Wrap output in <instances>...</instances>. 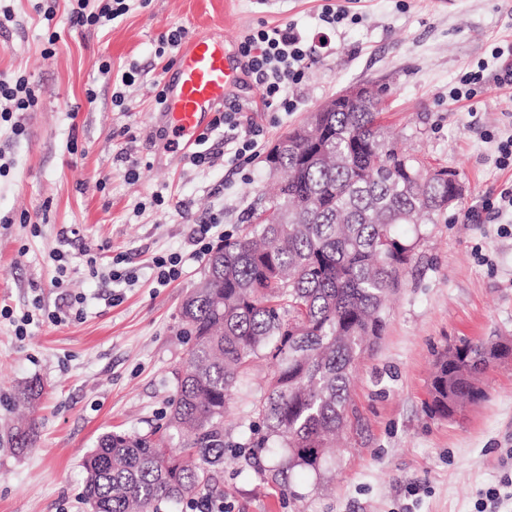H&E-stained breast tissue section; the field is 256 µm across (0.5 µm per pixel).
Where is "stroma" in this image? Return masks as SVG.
I'll return each instance as SVG.
<instances>
[{
  "mask_svg": "<svg viewBox=\"0 0 512 512\" xmlns=\"http://www.w3.org/2000/svg\"><path fill=\"white\" fill-rule=\"evenodd\" d=\"M325 0H149L112 25L81 34L70 29L58 0L45 22L31 0H10L14 20L0 30V73H25L36 89L24 113V135L0 128V307L22 314L34 298L54 309L60 292L84 299L79 318L35 320L26 336L0 319V512H90L81 500L83 460L111 430L145 432L163 425L177 393L191 341L180 307L203 280L205 259L190 258L193 224L223 215L219 229L238 233L270 180L263 160L272 145L341 90L382 84V123L401 147L433 168L456 171L458 203L436 223L405 225L416 241L400 285L386 307V326L356 362L353 413L326 470H298L295 497L271 478L277 455L247 443L264 428L254 404L274 369L254 359L224 414V468L218 478L226 512H477L487 488H499L486 512H512V361L490 365L481 399L445 418L430 413L437 352L460 340L512 341V212L484 210L512 185V166H498L497 145L512 135V86L499 85L494 47L512 42V0H339L357 23L329 27ZM293 24L313 47L300 84L288 95L292 112H261L265 136L246 163L224 161L201 171L177 153L155 108L153 79L164 61L158 38L173 27L220 32L229 49L245 30ZM60 35L54 56L41 54L48 31ZM113 73L138 64L123 107L98 64ZM487 62L485 82L469 99L450 92L462 74ZM98 97L87 103L86 89ZM77 142L70 153L68 142ZM140 161L136 182L126 158ZM172 206L150 207L155 193ZM142 215H135L139 203ZM482 212L471 224L465 213ZM38 225L19 223L21 213ZM68 268L65 289L54 279V251ZM181 252L182 276L159 284L152 259ZM124 256L136 284L113 283L105 270ZM97 261L91 275L88 258ZM40 380L33 408L14 394ZM36 422L35 443L18 453L7 437L21 421Z\"/></svg>",
  "mask_w": 512,
  "mask_h": 512,
  "instance_id": "stroma-1",
  "label": "stroma"
}]
</instances>
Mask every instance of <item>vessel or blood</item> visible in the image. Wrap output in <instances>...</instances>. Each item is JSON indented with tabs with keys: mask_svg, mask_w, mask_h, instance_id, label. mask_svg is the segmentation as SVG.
<instances>
[{
	"mask_svg": "<svg viewBox=\"0 0 512 512\" xmlns=\"http://www.w3.org/2000/svg\"><path fill=\"white\" fill-rule=\"evenodd\" d=\"M236 71L220 37L190 33L177 61L164 76L166 100L162 118L184 147H191L206 126V116L223 103Z\"/></svg>",
	"mask_w": 512,
	"mask_h": 512,
	"instance_id": "obj_1",
	"label": "vessel or blood"
}]
</instances>
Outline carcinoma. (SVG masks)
<instances>
[{
    "mask_svg": "<svg viewBox=\"0 0 512 512\" xmlns=\"http://www.w3.org/2000/svg\"><path fill=\"white\" fill-rule=\"evenodd\" d=\"M379 97L317 112L281 138L275 191L251 207V223L206 262L201 285L181 305L192 346L167 414L169 436L110 431L86 456L84 501L91 512H159L212 489L224 467V406L251 362L276 361L255 403L265 435L283 451L272 479L291 493L290 472H321L349 418L351 372L380 338L385 301L399 286L415 242L402 224L433 223L448 208V172L404 153L381 123ZM490 362L483 343L463 341L437 357L432 414L476 401ZM32 380L17 390L33 404ZM34 422L15 430L14 447H32Z\"/></svg>",
    "mask_w": 512,
    "mask_h": 512,
    "instance_id": "cac0c4a2",
    "label": "carcinoma"
}]
</instances>
